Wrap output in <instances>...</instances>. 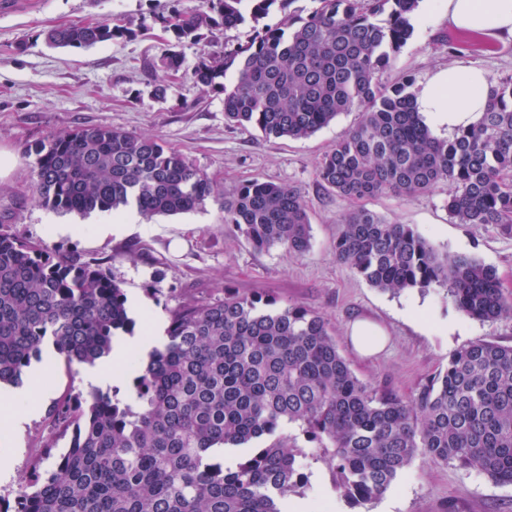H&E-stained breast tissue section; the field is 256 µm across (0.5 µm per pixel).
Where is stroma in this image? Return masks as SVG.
Here are the masks:
<instances>
[{
    "label": "stroma",
    "mask_w": 512,
    "mask_h": 512,
    "mask_svg": "<svg viewBox=\"0 0 512 512\" xmlns=\"http://www.w3.org/2000/svg\"><path fill=\"white\" fill-rule=\"evenodd\" d=\"M198 0H22L0 9V151L14 162L0 175V232L41 244L53 254L90 262L106 272L127 297L136 333L167 328L173 309L223 296L225 289L259 293L278 304H300L324 315L336 345L351 370L378 390L416 396L429 379L443 372L451 355L483 339L512 346V318L473 319L444 300L442 291L391 294L369 285L337 262L338 220L349 204L316 180L325 153L361 119L352 109L306 139L274 138L257 128L224 120V96L205 92L190 72L205 54L247 45L255 24L215 28L200 42L178 51L181 70L167 77L164 98L153 94L166 48L167 33L153 28L131 40L80 49H55L47 31L70 23L107 18L137 19L190 9ZM483 67L492 83L512 78V40L493 39L451 26L444 11L428 13L384 74L385 82L412 81L421 89L448 65ZM84 126L124 129L156 138L184 153L212 177L220 192L259 179L300 190L311 224V247L301 256L286 249L255 250L224 221L220 201L198 210L138 218L135 230L105 240L91 232L52 236L53 224H104L111 215L50 211L32 198L27 149L50 135ZM447 184L413 197L392 194L363 200L366 209L400 224H410L440 251L466 254L495 268L504 296L512 300V234L494 224H457L445 208ZM359 320L387 335L384 351L358 354L348 335ZM54 389L29 422L20 448L12 453L14 475L0 481V498L14 502L23 488L41 439L55 433L53 406L67 392H89L78 367L54 364ZM310 512H351L333 489L324 464H312L310 483L301 495ZM367 512H512V485L498 484L474 470L432 465L416 456L389 489L366 506Z\"/></svg>",
    "instance_id": "stroma-1"
}]
</instances>
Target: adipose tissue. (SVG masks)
Wrapping results in <instances>:
<instances>
[{"mask_svg":"<svg viewBox=\"0 0 512 512\" xmlns=\"http://www.w3.org/2000/svg\"><path fill=\"white\" fill-rule=\"evenodd\" d=\"M447 11L449 23L461 30L495 38H512V0H431ZM491 82L485 69L471 64L452 65L436 74L416 97L419 112L429 124L447 126L449 133L476 124L487 109ZM157 341L143 334L115 341L106 360L80 369L84 381L99 385L117 378L125 359L143 354ZM49 369L32 375L30 386L0 393V446L6 449L19 442L29 418L52 390Z\"/></svg>","mask_w":512,"mask_h":512,"instance_id":"ef3b65f1","label":"adipose tissue"}]
</instances>
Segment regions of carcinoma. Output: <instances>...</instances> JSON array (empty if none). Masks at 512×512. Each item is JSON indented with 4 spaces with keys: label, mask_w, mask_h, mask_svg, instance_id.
Masks as SVG:
<instances>
[{
    "label": "carcinoma",
    "mask_w": 512,
    "mask_h": 512,
    "mask_svg": "<svg viewBox=\"0 0 512 512\" xmlns=\"http://www.w3.org/2000/svg\"><path fill=\"white\" fill-rule=\"evenodd\" d=\"M294 0H199L190 10L139 21L69 24L55 47L130 39L158 25L176 41L254 23ZM303 16L256 29L245 46L202 57L190 78L224 93V119L267 137L307 138L354 108L361 120L323 156L316 177L354 207L340 219L336 260L394 294L444 290L480 321L512 316L496 271L465 254L440 252L409 224L357 202L414 196L448 183L457 224L512 233V79L491 87L479 123L434 136L412 82L381 75L413 36L420 0H316ZM161 69L183 59L168 49ZM233 73L226 80L227 73ZM35 201L89 214L134 206L151 218L205 206L213 179L178 150L111 127L55 134L29 148ZM224 223L254 248L293 255L311 245L301 193L251 180L224 196ZM120 285L99 266L56 256L0 233V384L19 385L54 348L66 364H93L135 322ZM125 389L71 394L56 403V435H71L50 469L51 439L35 455L14 510L0 512H281L324 462L353 506L381 496L417 455L512 484V347L477 340L413 398L380 393L339 352L329 323L301 305L224 290V297L171 311L166 342L131 357ZM296 425L307 447L278 434ZM272 443L255 448L264 438ZM242 456L229 466L224 449Z\"/></svg>",
    "instance_id": "cac0c4a2"
}]
</instances>
